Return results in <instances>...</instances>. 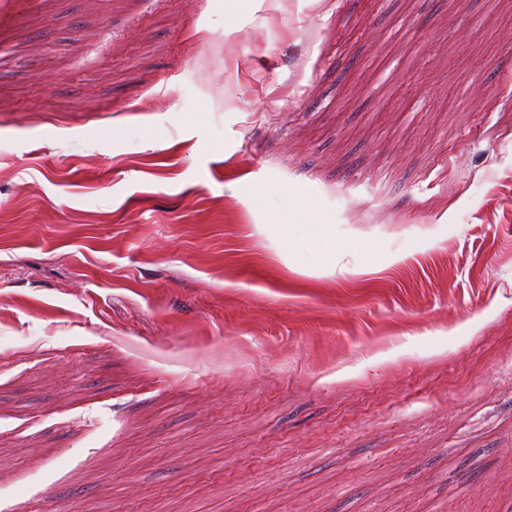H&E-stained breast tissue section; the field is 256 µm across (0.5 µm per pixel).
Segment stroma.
Returning a JSON list of instances; mask_svg holds the SVG:
<instances>
[{"label": "stroma", "mask_w": 512, "mask_h": 512, "mask_svg": "<svg viewBox=\"0 0 512 512\" xmlns=\"http://www.w3.org/2000/svg\"><path fill=\"white\" fill-rule=\"evenodd\" d=\"M0 512H512V0H0Z\"/></svg>", "instance_id": "35a3bbf8"}]
</instances>
